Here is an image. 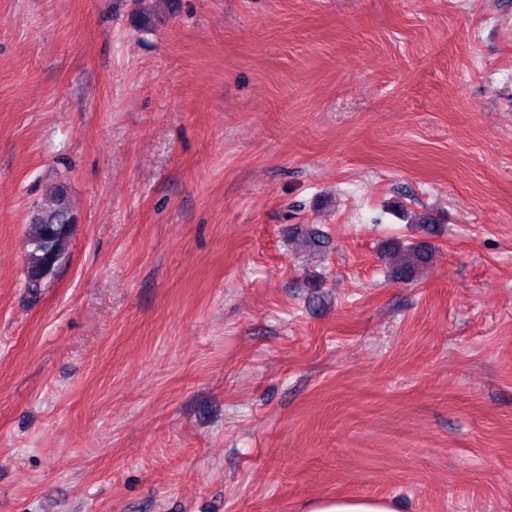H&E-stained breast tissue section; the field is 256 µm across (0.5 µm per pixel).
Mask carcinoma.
<instances>
[{
    "instance_id": "1",
    "label": "carcinoma",
    "mask_w": 512,
    "mask_h": 512,
    "mask_svg": "<svg viewBox=\"0 0 512 512\" xmlns=\"http://www.w3.org/2000/svg\"><path fill=\"white\" fill-rule=\"evenodd\" d=\"M54 204L49 208H36L30 218L29 243L31 251L27 259V279L25 288L36 293L42 284L65 261L73 237L77 219L67 202L64 187L53 189ZM400 253L402 259L395 271L401 278L414 266L426 263L430 253L426 248H404L396 242H390L385 253Z\"/></svg>"
}]
</instances>
